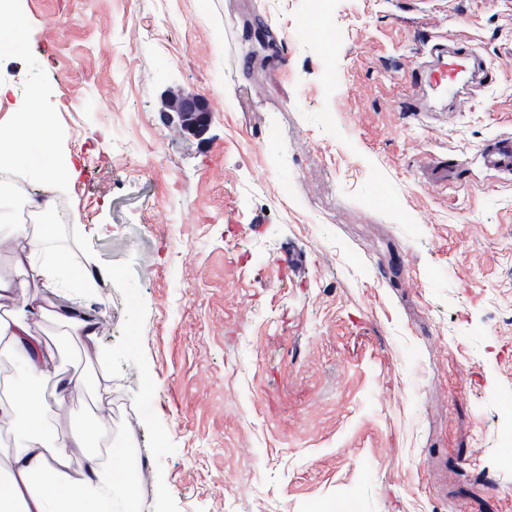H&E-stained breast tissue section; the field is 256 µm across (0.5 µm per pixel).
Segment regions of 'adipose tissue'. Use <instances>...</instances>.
Wrapping results in <instances>:
<instances>
[{
  "label": "adipose tissue",
  "instance_id": "1",
  "mask_svg": "<svg viewBox=\"0 0 512 512\" xmlns=\"http://www.w3.org/2000/svg\"><path fill=\"white\" fill-rule=\"evenodd\" d=\"M33 165L48 182L68 180L71 169L54 156L47 118L39 112L16 116L5 144L0 145V168ZM13 238L27 263L44 283L68 292L75 313L58 311L30 298L23 283L0 273V300L16 305V312L0 315V342L13 359L22 363L23 375L13 381L7 400L0 401V429L13 435L14 445L0 448V512H121L133 500L139 475L126 468L125 453L92 446L107 435L104 414L92 416L81 427L59 433L51 414L68 393L83 390L86 379L62 370L32 331L35 316L53 319L65 335L95 340L97 324L88 310L94 300L85 288L86 276L64 251H46L42 236L18 224ZM86 455L85 473L73 477L69 471L76 455Z\"/></svg>",
  "mask_w": 512,
  "mask_h": 512
}]
</instances>
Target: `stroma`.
Masks as SVG:
<instances>
[{
	"mask_svg": "<svg viewBox=\"0 0 512 512\" xmlns=\"http://www.w3.org/2000/svg\"><path fill=\"white\" fill-rule=\"evenodd\" d=\"M0 134L45 113L145 512H512V0H19ZM275 38H245L255 16ZM317 23L321 35L307 33ZM466 41L481 87L429 86ZM209 104L204 139L165 97ZM18 201L0 198V269ZM26 49L25 22L19 16L11 17V24L0 34V50L20 54ZM483 159L487 168L511 174L512 140L510 138H502L494 141L485 150Z\"/></svg>",
	"mask_w": 512,
	"mask_h": 512,
	"instance_id": "35a3bbf8",
	"label": "stroma"
}]
</instances>
